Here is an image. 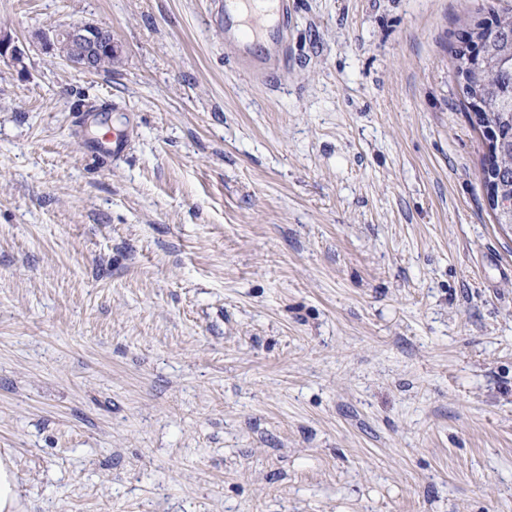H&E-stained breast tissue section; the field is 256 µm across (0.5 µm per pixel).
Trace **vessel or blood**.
<instances>
[{
  "instance_id": "vessel-or-blood-1",
  "label": "vessel or blood",
  "mask_w": 512,
  "mask_h": 512,
  "mask_svg": "<svg viewBox=\"0 0 512 512\" xmlns=\"http://www.w3.org/2000/svg\"><path fill=\"white\" fill-rule=\"evenodd\" d=\"M255 0H213L215 21L234 50L235 66L258 79L280 71L288 60L291 0H273L271 13L255 12Z\"/></svg>"
}]
</instances>
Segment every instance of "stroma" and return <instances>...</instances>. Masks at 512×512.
Segmentation results:
<instances>
[{"label": "stroma", "instance_id": "35a3bbf8", "mask_svg": "<svg viewBox=\"0 0 512 512\" xmlns=\"http://www.w3.org/2000/svg\"><path fill=\"white\" fill-rule=\"evenodd\" d=\"M506 9L295 0L260 84L211 0H0L120 48L0 60L16 512H512V230L452 75Z\"/></svg>", "mask_w": 512, "mask_h": 512}]
</instances>
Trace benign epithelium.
<instances>
[{"label": "benign epithelium", "mask_w": 512, "mask_h": 512, "mask_svg": "<svg viewBox=\"0 0 512 512\" xmlns=\"http://www.w3.org/2000/svg\"><path fill=\"white\" fill-rule=\"evenodd\" d=\"M32 38L45 52L88 72L99 71L102 61L117 53L112 32L92 21L45 26L35 30ZM26 58L25 47L0 28V59L10 60L22 72Z\"/></svg>", "instance_id": "benign-epithelium-1"}]
</instances>
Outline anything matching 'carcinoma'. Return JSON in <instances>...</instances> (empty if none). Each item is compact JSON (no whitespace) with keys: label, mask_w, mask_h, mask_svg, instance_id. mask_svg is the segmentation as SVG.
I'll list each match as a JSON object with an SVG mask.
<instances>
[{"label":"carcinoma","mask_w":512,"mask_h":512,"mask_svg":"<svg viewBox=\"0 0 512 512\" xmlns=\"http://www.w3.org/2000/svg\"><path fill=\"white\" fill-rule=\"evenodd\" d=\"M468 39L461 40V48L474 41L483 48L485 64L473 66L472 71L461 74L466 112L475 113L477 124L489 123L495 137L494 160L482 158L481 166L491 165L496 196L492 209L496 223L509 219L508 204L512 203V12L497 14L491 24L482 21L470 23L464 29Z\"/></svg>","instance_id":"obj_1"}]
</instances>
